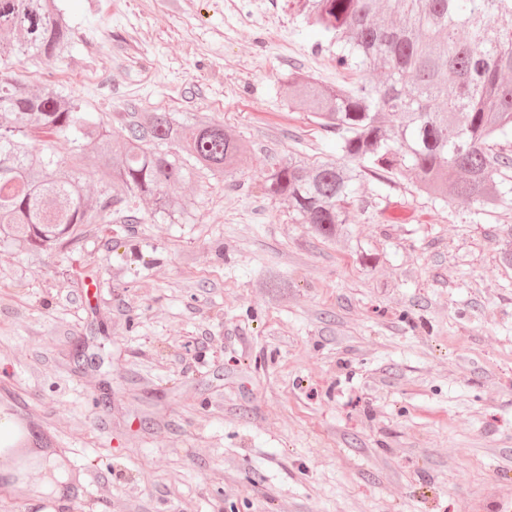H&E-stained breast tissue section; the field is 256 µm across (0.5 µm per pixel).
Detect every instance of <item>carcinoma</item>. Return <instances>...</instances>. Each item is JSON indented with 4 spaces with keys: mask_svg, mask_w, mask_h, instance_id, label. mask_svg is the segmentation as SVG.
Here are the masks:
<instances>
[{
    "mask_svg": "<svg viewBox=\"0 0 512 512\" xmlns=\"http://www.w3.org/2000/svg\"><path fill=\"white\" fill-rule=\"evenodd\" d=\"M55 0H0V238L31 250L67 245L112 216V187L126 202L168 219L191 215L180 194L199 169L231 176L247 143L207 116L191 121L152 110L116 136L81 103L30 86L11 65L53 61L73 40ZM297 15L336 47V66L356 79L327 86L300 73L288 101L336 134V153L267 169L262 189L288 201L319 236L346 233L357 186L367 174L399 172L429 194L485 209L500 200L494 174L512 158L489 148L512 136V0H292ZM72 138L73 153L36 152L41 137ZM92 145L101 191L85 198L83 146Z\"/></svg>",
    "mask_w": 512,
    "mask_h": 512,
    "instance_id": "cac0c4a2",
    "label": "carcinoma"
}]
</instances>
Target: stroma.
<instances>
[{
    "label": "stroma",
    "mask_w": 512,
    "mask_h": 512,
    "mask_svg": "<svg viewBox=\"0 0 512 512\" xmlns=\"http://www.w3.org/2000/svg\"><path fill=\"white\" fill-rule=\"evenodd\" d=\"M57 0L74 43L21 59L121 132L206 115L250 145L200 174L191 221L139 203L76 244L0 242V409L73 480L66 512H466L512 499V168L494 209L398 174L361 182L343 237L264 195L336 151L289 73L349 82L288 0ZM286 286L272 291L269 273ZM100 367L74 361L76 346Z\"/></svg>",
    "instance_id": "stroma-1"
}]
</instances>
